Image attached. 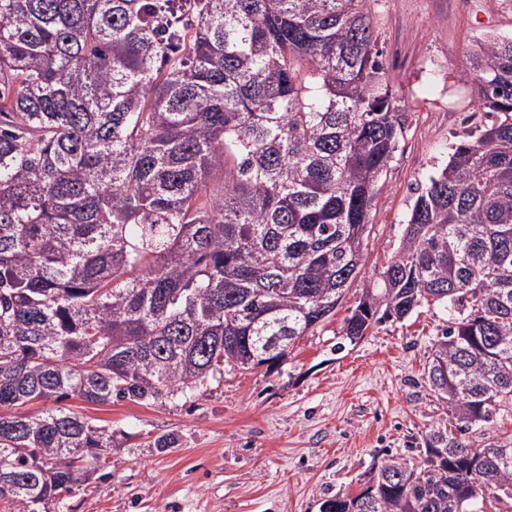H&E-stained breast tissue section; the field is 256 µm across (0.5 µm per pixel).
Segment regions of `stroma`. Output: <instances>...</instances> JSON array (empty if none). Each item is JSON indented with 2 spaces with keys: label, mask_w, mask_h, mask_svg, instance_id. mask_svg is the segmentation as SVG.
I'll return each mask as SVG.
<instances>
[{
  "label": "stroma",
  "mask_w": 512,
  "mask_h": 512,
  "mask_svg": "<svg viewBox=\"0 0 512 512\" xmlns=\"http://www.w3.org/2000/svg\"><path fill=\"white\" fill-rule=\"evenodd\" d=\"M404 123L374 200L357 276L335 316L297 339L274 372L225 368L186 394L64 406L108 426L101 471L56 512H319L358 494L384 459L421 462L423 436L448 407L424 374L448 325L422 305L342 344L341 327L398 250L417 195L463 133L483 125L464 79L467 51L512 36V0H366ZM162 435L175 447L155 448Z\"/></svg>",
  "instance_id": "stroma-1"
}]
</instances>
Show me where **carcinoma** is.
<instances>
[{
	"instance_id": "obj_1",
	"label": "carcinoma",
	"mask_w": 512,
	"mask_h": 512,
	"mask_svg": "<svg viewBox=\"0 0 512 512\" xmlns=\"http://www.w3.org/2000/svg\"><path fill=\"white\" fill-rule=\"evenodd\" d=\"M362 0H0V499L50 512L112 431L49 398L148 402L272 368L342 300L401 120ZM465 76L491 123L418 189L355 344L424 301L452 426L321 512L512 504V38Z\"/></svg>"
}]
</instances>
